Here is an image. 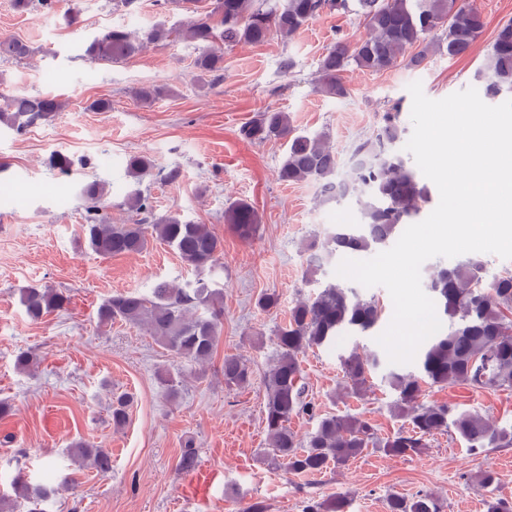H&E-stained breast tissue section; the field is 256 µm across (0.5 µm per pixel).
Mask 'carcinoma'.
<instances>
[{
	"mask_svg": "<svg viewBox=\"0 0 512 512\" xmlns=\"http://www.w3.org/2000/svg\"><path fill=\"white\" fill-rule=\"evenodd\" d=\"M200 0H162L163 8L173 4L188 14L182 26L172 29L160 23L136 35L125 28H112L89 38L84 55L99 63L119 64L140 53L148 43L180 36L198 49L193 68L198 80L224 75L222 46L237 42L261 43L274 35L290 38L310 21L323 15L347 10L349 0H214L210 11L199 9ZM368 29L366 36L353 42L333 43L319 63L316 90L332 97H344L347 88L341 74L354 65L365 71H384L400 65L417 69L430 53L444 50L448 58L469 52L482 33L484 21L474 0H355ZM55 0H12L13 9L28 13L37 7L53 8ZM33 54L23 41L0 37V57L25 59ZM479 75L486 95L512 93V21L497 29ZM0 126L17 132L52 121L63 102L50 95L9 94L0 97ZM243 139L264 142L283 139L287 151L276 172L278 181L288 184L312 180L319 184L321 201L339 203L345 196L356 198L360 222L338 224L321 242H311L305 270L310 281L344 251L372 252L386 244L418 210L426 191L419 186L402 156L392 147L405 135L396 116L386 113L383 124L361 142L356 152L369 158L366 167L356 170L345 181L347 195L335 192L336 152L326 133L297 132L288 113L266 109L240 129ZM73 159L62 151L49 157V166L62 174L72 169ZM128 176L136 184L153 175L154 162L146 154H132L126 162ZM79 194L86 203L82 233L87 248L100 258L138 253L152 235L170 246L194 277L177 284L159 281L150 295L120 292L99 307L98 321L108 326L116 321L137 326L164 349L193 364L208 363L216 350L224 293L214 279L223 240L207 224H197L178 214L152 218V204L140 191L125 200L135 215L126 224H107L99 217L106 186L98 180L82 184ZM224 220L241 238H253L259 216L245 200L231 204ZM428 288L434 294L439 312L449 318L448 330L428 341L418 357V371L390 369L384 380L397 394L394 415L405 420L396 433L380 438L372 425L354 416L329 415L321 418L306 441L297 438L288 426L292 417L313 410L305 401L299 355L309 349L336 343L343 332L366 333L381 319V307L374 298L358 294L354 288L326 283L292 305L288 322L277 330V355L265 376L264 428L270 464L294 473L321 474L329 467H341L370 446L395 455H410L425 447L427 438L448 431L457 433L472 451L484 448H511L512 426L491 425L477 413L455 412L443 404H423L421 382L462 384L474 389L512 388V273L483 283V265L468 259L451 268H440L428 275ZM69 295L49 286H28L20 290V304L32 321L62 311ZM39 357L29 349L15 357L18 370L31 373ZM381 366L374 352L351 351L340 356V367L350 393L366 390L372 374ZM224 385L243 387L250 383V372L243 360L224 357ZM131 397L112 398L110 418L115 428L123 427L129 416ZM72 455L97 473L112 470V453L85 442L72 447ZM198 450L193 439L182 443L177 469L193 471ZM55 495L54 486L31 483L24 476L14 480L11 512H45L44 504ZM346 499L338 496L327 503L314 502L306 512H345ZM388 512H443L440 500L432 494L412 498L392 495Z\"/></svg>",
	"mask_w": 512,
	"mask_h": 512,
	"instance_id": "carcinoma-1",
	"label": "carcinoma"
}]
</instances>
